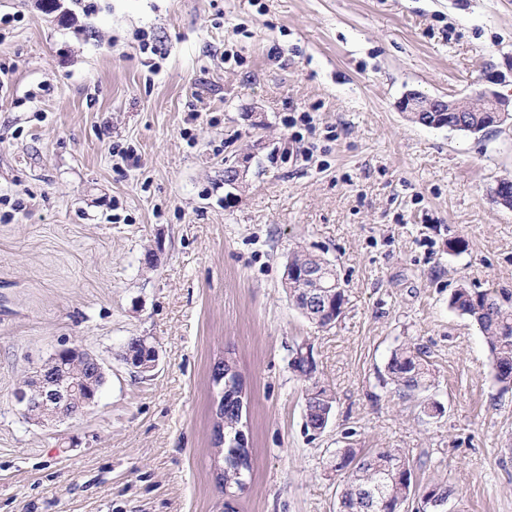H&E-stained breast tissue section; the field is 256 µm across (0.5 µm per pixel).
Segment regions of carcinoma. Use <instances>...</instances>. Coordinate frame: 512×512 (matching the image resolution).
I'll return each instance as SVG.
<instances>
[{
	"mask_svg": "<svg viewBox=\"0 0 512 512\" xmlns=\"http://www.w3.org/2000/svg\"><path fill=\"white\" fill-rule=\"evenodd\" d=\"M485 119L486 115L482 112H466L461 131L485 132ZM290 260L302 265L324 264L327 268L326 279L331 281L336 276L331 263L319 256L297 253ZM297 293L296 288L287 289L288 299L305 318L322 328L337 320L336 301H345V292L341 290L337 293L338 300L331 301L329 310L317 318L298 303ZM449 306L468 316L483 336L492 356L496 384L504 390L512 388V292L473 291L461 287L451 295ZM387 370L396 393L405 398H412L426 390L434 378L430 363L422 358L421 353L403 347L392 353ZM332 408V395L324 388L319 389L306 400L307 425L314 430L319 428L323 415L331 414ZM218 411L225 429L218 433V443L224 444V467L217 473V480L222 488L236 496L246 488L247 477L252 469V451L224 439V435L236 432L239 414L235 412V407L221 403ZM328 466L342 477L339 512H401L402 504L411 489L417 494L447 500L452 495L451 489L445 485H419L409 460L398 448H375L365 452L348 445L338 449V454L329 461ZM400 466L407 467L408 479L396 478ZM357 484L376 485L381 489V495L372 507H366L358 499L354 491Z\"/></svg>",
	"mask_w": 512,
	"mask_h": 512,
	"instance_id": "obj_1",
	"label": "carcinoma"
}]
</instances>
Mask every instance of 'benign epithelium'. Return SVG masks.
<instances>
[{
    "label": "benign epithelium",
    "instance_id": "obj_1",
    "mask_svg": "<svg viewBox=\"0 0 512 512\" xmlns=\"http://www.w3.org/2000/svg\"><path fill=\"white\" fill-rule=\"evenodd\" d=\"M399 110L408 120L425 127L448 126L450 112H487L492 124L499 125L512 118V98L485 89L477 90L464 98L445 100L418 90H410L399 101ZM300 288L299 297L306 305L319 309L322 302L331 300L332 294L322 284V273L312 266L286 265L284 284ZM142 346L148 350L144 357L123 355L125 364L134 372L143 374L156 369L158 349L148 338H142ZM82 364L84 372L67 374V367ZM103 364L94 354L79 347L68 346L57 350L35 373L28 377L15 392V400L21 413L30 422L49 424L90 412L97 404L101 387L105 383ZM222 383L224 393H231L238 400V411H243V393L238 391L237 362L232 353L224 355ZM415 503L413 512H447V503L434 498H409Z\"/></svg>",
    "mask_w": 512,
    "mask_h": 512
}]
</instances>
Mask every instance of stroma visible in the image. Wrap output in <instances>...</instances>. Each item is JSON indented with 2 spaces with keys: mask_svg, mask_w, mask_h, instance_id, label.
<instances>
[{
  "mask_svg": "<svg viewBox=\"0 0 512 512\" xmlns=\"http://www.w3.org/2000/svg\"><path fill=\"white\" fill-rule=\"evenodd\" d=\"M4 15L0 512H224L212 370L228 352L252 450L236 512H338L326 462L348 443L402 449L450 512H512V390L449 306L463 286L512 291V210L492 198L512 123L451 132L398 109L410 90L484 88L490 65L511 97L512 0H0ZM303 112L307 160L288 126ZM297 250L345 290L329 327L283 287ZM135 336L159 350L151 376L122 359ZM403 344L436 372L423 396L387 383ZM73 345L104 366L97 405L28 422L15 390ZM314 384L334 398L319 433Z\"/></svg>",
  "mask_w": 512,
  "mask_h": 512,
  "instance_id": "stroma-1",
  "label": "stroma"
}]
</instances>
